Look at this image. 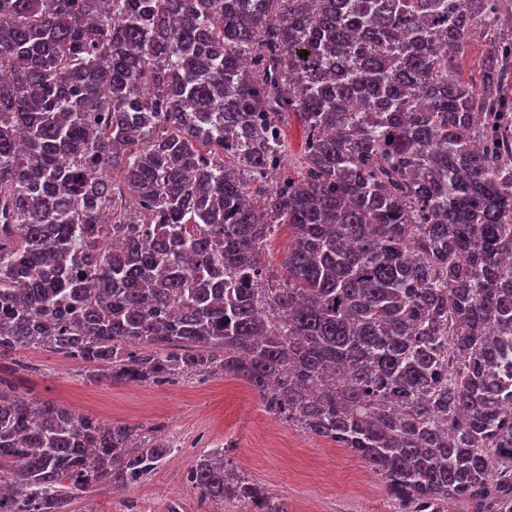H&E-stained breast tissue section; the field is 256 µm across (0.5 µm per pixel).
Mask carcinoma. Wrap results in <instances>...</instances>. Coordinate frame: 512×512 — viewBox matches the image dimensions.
Here are the masks:
<instances>
[{
	"label": "carcinoma",
	"instance_id": "obj_1",
	"mask_svg": "<svg viewBox=\"0 0 512 512\" xmlns=\"http://www.w3.org/2000/svg\"><path fill=\"white\" fill-rule=\"evenodd\" d=\"M502 5L0 0V373L44 349L114 384L232 376L400 512H512ZM173 451L0 376V512H70ZM188 481L288 512L222 449Z\"/></svg>",
	"mask_w": 512,
	"mask_h": 512
}]
</instances>
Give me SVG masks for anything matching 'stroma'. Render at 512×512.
Masks as SVG:
<instances>
[{
    "instance_id": "stroma-1",
    "label": "stroma",
    "mask_w": 512,
    "mask_h": 512,
    "mask_svg": "<svg viewBox=\"0 0 512 512\" xmlns=\"http://www.w3.org/2000/svg\"><path fill=\"white\" fill-rule=\"evenodd\" d=\"M17 373L22 392L62 403L102 422L155 426L175 452L143 480L116 492L96 486L72 512H221L201 502L187 481L203 451L227 447L230 467L267 488L288 512H395L396 505L356 454L305 432L267 411L244 381L220 375L160 384H114L89 379L87 366L45 350L27 353Z\"/></svg>"
}]
</instances>
